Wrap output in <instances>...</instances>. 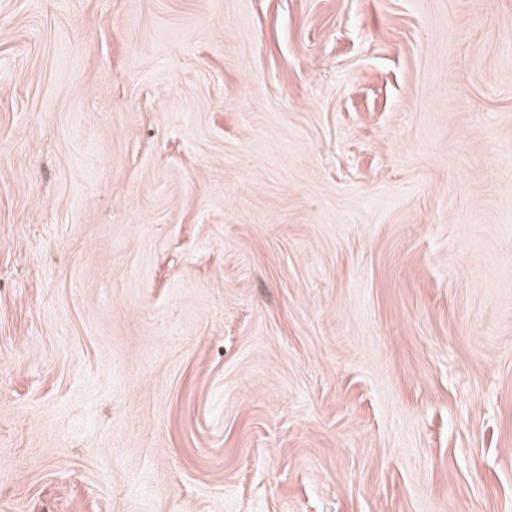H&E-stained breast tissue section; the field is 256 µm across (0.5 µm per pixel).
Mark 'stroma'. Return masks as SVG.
Instances as JSON below:
<instances>
[{
	"mask_svg": "<svg viewBox=\"0 0 512 512\" xmlns=\"http://www.w3.org/2000/svg\"><path fill=\"white\" fill-rule=\"evenodd\" d=\"M0 512H512V0H0Z\"/></svg>",
	"mask_w": 512,
	"mask_h": 512,
	"instance_id": "stroma-1",
	"label": "stroma"
}]
</instances>
